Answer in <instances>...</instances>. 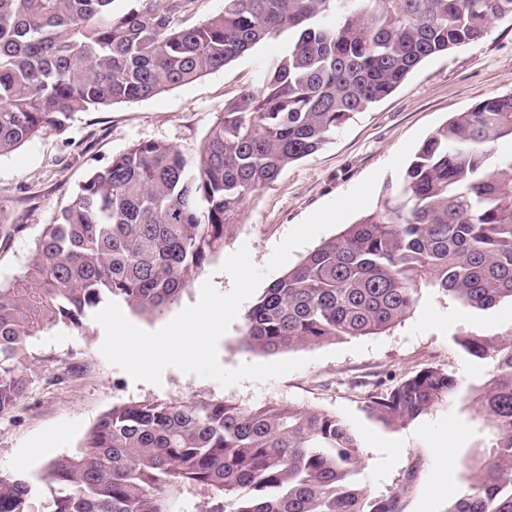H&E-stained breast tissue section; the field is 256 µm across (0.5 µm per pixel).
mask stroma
<instances>
[{"instance_id":"1","label":"stroma","mask_w":512,"mask_h":512,"mask_svg":"<svg viewBox=\"0 0 512 512\" xmlns=\"http://www.w3.org/2000/svg\"><path fill=\"white\" fill-rule=\"evenodd\" d=\"M286 46L261 43L224 68L156 96L74 115L67 128L0 156V215L19 225L0 241V283H10L31 256L44 225L75 199L90 173L140 141L197 149L226 101L260 83ZM512 93V21L495 23L482 42L433 56L390 96L357 113L315 153L291 164L269 188L246 200L241 218L224 236V249L162 314L145 316L124 307L126 318L154 331L200 298L204 281L222 293L232 288L222 271L226 255L248 246L262 266L288 232L322 205L352 190L371 173L377 189L397 181L387 163L413 135L429 137L455 113L498 94ZM243 317L219 339L223 367L271 362L270 354L241 344ZM512 332V304L476 311L434 290L391 329L287 351L307 364L264 383L229 388L165 370L161 385L134 381L100 351L102 327H61L29 343V390L13 410L0 414V472L38 479L52 458L77 452L85 435L112 406L174 400L223 401L243 407L293 404L336 414L357 434L362 480L373 494L400 493L402 512H446L470 482L493 434L476 399L494 370L456 344L465 332ZM434 365L456 375L458 394L405 427H391L365 411L368 393Z\"/></svg>"}]
</instances>
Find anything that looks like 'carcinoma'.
Wrapping results in <instances>:
<instances>
[{"label":"carcinoma","mask_w":512,"mask_h":512,"mask_svg":"<svg viewBox=\"0 0 512 512\" xmlns=\"http://www.w3.org/2000/svg\"><path fill=\"white\" fill-rule=\"evenodd\" d=\"M0 0V155L66 129L78 112L191 83L270 39L285 53L259 86L224 103L198 152L137 142L94 170L44 227L22 275L0 286V414L26 396L30 338L80 328L102 304L163 312L224 248L247 198L315 153L352 115L427 58L512 20V0ZM336 16V23L325 18ZM512 94L457 113L418 148L380 205L275 280L244 318L243 345L269 354L384 332L434 289L475 310L512 303ZM494 373L476 400L494 433L447 512H512V334L465 333ZM427 366L369 394L402 427L454 397ZM360 442L333 413L292 404L115 405L75 454L39 477L47 512H401L400 494L359 482ZM30 480L0 474V512H32Z\"/></svg>","instance_id":"carcinoma-1"}]
</instances>
